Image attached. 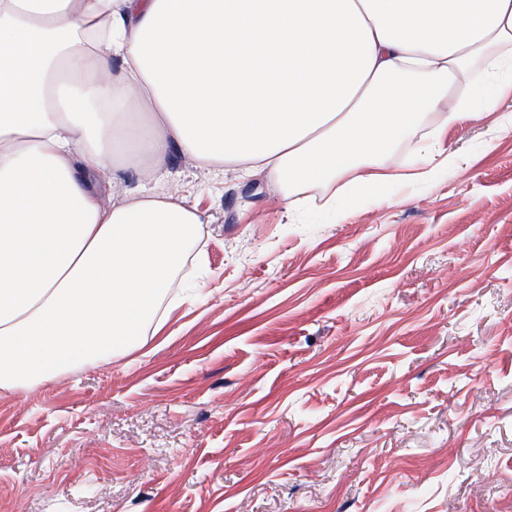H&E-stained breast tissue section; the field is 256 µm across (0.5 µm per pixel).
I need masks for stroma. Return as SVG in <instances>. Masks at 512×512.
Wrapping results in <instances>:
<instances>
[{"mask_svg":"<svg viewBox=\"0 0 512 512\" xmlns=\"http://www.w3.org/2000/svg\"><path fill=\"white\" fill-rule=\"evenodd\" d=\"M433 126L290 212L115 129L102 202L197 207L199 261L141 346L0 391V512H512V115Z\"/></svg>","mask_w":512,"mask_h":512,"instance_id":"obj_1","label":"stroma"}]
</instances>
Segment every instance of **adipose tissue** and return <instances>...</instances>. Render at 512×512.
Segmentation results:
<instances>
[{"label":"adipose tissue","mask_w":512,"mask_h":512,"mask_svg":"<svg viewBox=\"0 0 512 512\" xmlns=\"http://www.w3.org/2000/svg\"><path fill=\"white\" fill-rule=\"evenodd\" d=\"M475 64L485 111L511 103L512 0H0V390L112 360L166 320L202 221L165 194L100 204L118 115L152 113L147 165L175 148L375 193L420 109L474 116Z\"/></svg>","instance_id":"adipose-tissue-1"}]
</instances>
